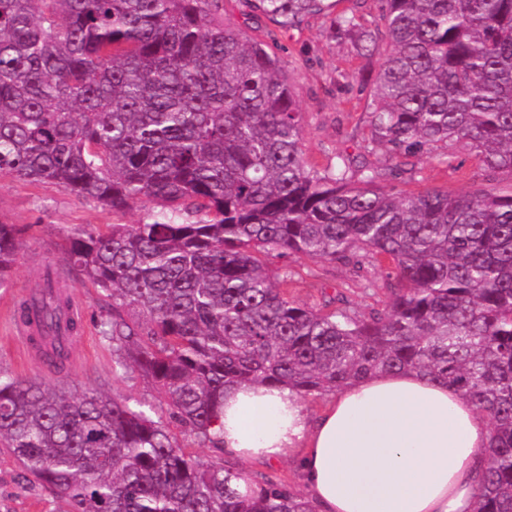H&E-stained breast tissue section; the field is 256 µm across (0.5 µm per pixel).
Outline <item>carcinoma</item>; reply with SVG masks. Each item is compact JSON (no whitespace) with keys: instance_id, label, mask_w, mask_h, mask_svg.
Returning a JSON list of instances; mask_svg holds the SVG:
<instances>
[{"instance_id":"obj_1","label":"carcinoma","mask_w":512,"mask_h":512,"mask_svg":"<svg viewBox=\"0 0 512 512\" xmlns=\"http://www.w3.org/2000/svg\"><path fill=\"white\" fill-rule=\"evenodd\" d=\"M340 2L245 0L285 31L326 16L331 39L380 55L370 143L320 171L279 57L224 24V0H0V178L157 208L71 231L13 311L57 380L0 372V447L65 512H314L224 454V389L304 399L388 371L448 384L487 416L476 512H512V184L397 194L369 159L381 144L413 171L462 142L487 181L512 176V0H377L372 28ZM32 228L0 221V291ZM295 254L390 263L389 302L364 316L341 292L296 303L263 262ZM73 280L112 300L115 378L139 373L157 402L62 377L83 332L61 292Z\"/></svg>"}]
</instances>
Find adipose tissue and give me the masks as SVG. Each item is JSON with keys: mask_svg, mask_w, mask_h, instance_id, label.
<instances>
[{"mask_svg": "<svg viewBox=\"0 0 512 512\" xmlns=\"http://www.w3.org/2000/svg\"><path fill=\"white\" fill-rule=\"evenodd\" d=\"M223 423L237 458L298 456L316 512H474L490 452L487 418L418 373L352 382L315 416L288 387L243 384Z\"/></svg>", "mask_w": 512, "mask_h": 512, "instance_id": "obj_1", "label": "adipose tissue"}]
</instances>
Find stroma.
<instances>
[{
    "instance_id": "stroma-1",
    "label": "stroma",
    "mask_w": 512,
    "mask_h": 512,
    "mask_svg": "<svg viewBox=\"0 0 512 512\" xmlns=\"http://www.w3.org/2000/svg\"><path fill=\"white\" fill-rule=\"evenodd\" d=\"M224 22L274 46L303 115L302 150L309 164L321 169L334 162L337 151L360 153L370 134L368 96L362 85L377 73L378 57L358 54L353 40H331L329 23L322 17L307 18L298 28L283 32L255 17L243 0H224ZM374 157L385 171L380 185L387 191L455 194L485 186L479 158L461 143L451 150L439 146L420 160L415 172L398 176L390 175L392 163L383 147H376ZM151 209V204L144 203L115 213L50 184L0 179V220L32 227L19 252L12 286L0 291V371L46 383L52 380L26 358L14 332L13 302L36 287L46 266L59 264L67 230L85 224L100 228L135 224L147 219ZM266 264L273 279L291 274L288 294L307 306H319L323 295L341 291L349 300L350 312L361 316L387 301L382 287L385 273L368 260L356 267L295 255L270 257ZM73 292L83 309L84 333L72 346L69 382L81 390L114 391L138 401L156 399V388L138 373L114 379L115 357L97 328L104 313L103 296L79 283ZM65 508L49 489L22 483L15 459L0 449V512H64Z\"/></svg>"
}]
</instances>
